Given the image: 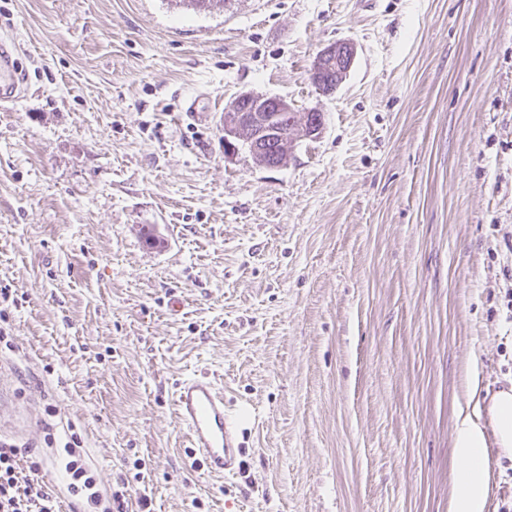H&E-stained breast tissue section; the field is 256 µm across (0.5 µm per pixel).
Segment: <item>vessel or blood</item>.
Here are the masks:
<instances>
[{"instance_id":"1","label":"vessel or blood","mask_w":512,"mask_h":512,"mask_svg":"<svg viewBox=\"0 0 512 512\" xmlns=\"http://www.w3.org/2000/svg\"><path fill=\"white\" fill-rule=\"evenodd\" d=\"M25 91V78L12 49L0 41V104H14ZM179 422L187 431L190 453L220 478L241 474L243 464L239 442L241 418L224 406V390L207 376L179 381L174 394Z\"/></svg>"}]
</instances>
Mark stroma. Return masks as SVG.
Wrapping results in <instances>:
<instances>
[{
	"instance_id": "1",
	"label": "stroma",
	"mask_w": 512,
	"mask_h": 512,
	"mask_svg": "<svg viewBox=\"0 0 512 512\" xmlns=\"http://www.w3.org/2000/svg\"><path fill=\"white\" fill-rule=\"evenodd\" d=\"M0 37L28 76L0 111V434L57 512L69 425L126 512H448L458 409L512 387V0H0ZM243 91L319 134L225 158ZM193 373L244 417L237 477L189 457ZM355 45L348 41L328 44L319 51L310 72V80L318 91L332 95L342 83L355 57Z\"/></svg>"
}]
</instances>
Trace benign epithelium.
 Listing matches in <instances>:
<instances>
[{
  "instance_id": "7a95c632",
  "label": "benign epithelium",
  "mask_w": 512,
  "mask_h": 512,
  "mask_svg": "<svg viewBox=\"0 0 512 512\" xmlns=\"http://www.w3.org/2000/svg\"><path fill=\"white\" fill-rule=\"evenodd\" d=\"M355 45L338 41L319 51L310 72V80L326 96L342 83L355 57ZM322 113L298 112L281 97L245 92L224 110V157L231 158L244 145L255 164L280 168L288 162L287 144L319 133ZM280 149H275V146Z\"/></svg>"
}]
</instances>
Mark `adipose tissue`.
<instances>
[{
    "label": "adipose tissue",
    "instance_id": "obj_1",
    "mask_svg": "<svg viewBox=\"0 0 512 512\" xmlns=\"http://www.w3.org/2000/svg\"><path fill=\"white\" fill-rule=\"evenodd\" d=\"M491 427L483 429L466 411L455 422L453 476L449 512H485L490 491L492 446L512 450V392L495 395L487 409Z\"/></svg>",
    "mask_w": 512,
    "mask_h": 512
}]
</instances>
